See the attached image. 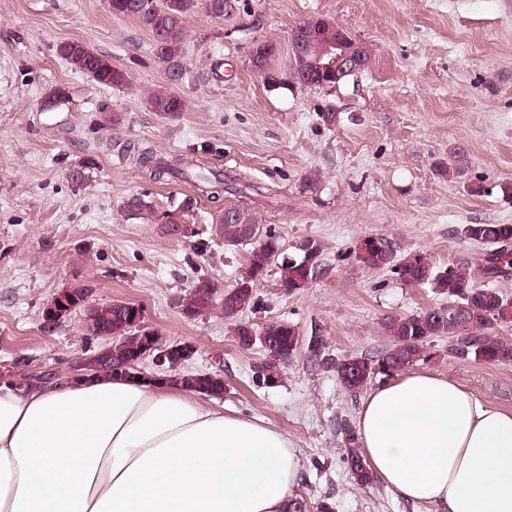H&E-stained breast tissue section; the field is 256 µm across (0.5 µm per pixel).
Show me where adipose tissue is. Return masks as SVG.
<instances>
[{
	"instance_id": "ef3b65f1",
	"label": "adipose tissue",
	"mask_w": 512,
	"mask_h": 512,
	"mask_svg": "<svg viewBox=\"0 0 512 512\" xmlns=\"http://www.w3.org/2000/svg\"><path fill=\"white\" fill-rule=\"evenodd\" d=\"M364 456L403 499L512 512V410L431 371L370 390ZM293 443L177 382L0 377V512H288Z\"/></svg>"
}]
</instances>
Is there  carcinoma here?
Masks as SVG:
<instances>
[{"label": "carcinoma", "mask_w": 512, "mask_h": 512, "mask_svg": "<svg viewBox=\"0 0 512 512\" xmlns=\"http://www.w3.org/2000/svg\"><path fill=\"white\" fill-rule=\"evenodd\" d=\"M211 17L222 20L239 11V0H204ZM196 6V0H108L112 14L137 20L152 34V51L155 62L165 70L166 82L144 96L148 111L163 119H175L184 111L185 102L178 92L187 78L185 60L184 17ZM56 54L68 65L89 80L121 89L130 86V75L112 64V57L87 47L79 41H65L56 46ZM321 44L316 39L305 41L301 53L290 51L289 71L296 83L308 74L315 76L318 89L325 84L344 82L353 76L349 72L336 80L323 75L317 62H325ZM125 151L136 157L139 168L151 180L165 177L194 182L206 197L220 200L229 191H237L240 180L225 178L218 170L209 167L205 160L195 155H176L170 158L157 156L152 148L142 143L126 146ZM197 198L185 196L179 205L163 216L154 214L152 203L140 195L127 198L124 209L132 219H142L167 229L170 224H183L193 215ZM215 227L212 232L224 239V245L247 246L249 278L242 279L234 288L218 297L215 283L208 279L197 281L188 293L176 299L183 314L195 317L205 312L220 311L224 321L232 326L238 344L251 348L260 339H251L253 325L242 320L241 314L258 306L254 292L255 282L263 278L271 267L279 272V287L294 294L314 279L321 266V246L315 239L306 238L289 247L263 229L259 221L244 208L226 206L212 214ZM461 236L470 244L483 249L480 268L487 279L512 277V224H464ZM355 260L368 270H387L404 284L428 286L448 295V303L413 315L393 316L384 323L390 344L372 356L350 355L333 359L325 354L326 344L320 336L303 342L298 327L284 320L271 321L263 326L268 345L264 347L266 360L258 366V378L267 382L280 375L293 355L307 344L309 357L336 373L339 384L347 391L357 392L376 379H389L403 369L425 360L429 340L446 336L453 342L450 351L461 361L487 364H511L512 345L496 336L498 328L512 324V297L495 288L479 284L469 274L454 266L435 267L426 256L414 253L397 256L386 239L374 235L357 240L353 250ZM88 289L80 287L74 309L84 312L88 335L109 337L112 342L104 346L105 354L93 352L87 359L91 373L114 375L112 364L133 362L129 374L139 372L138 365L146 351V328L135 322L136 313L131 303L112 301L91 310L84 308ZM185 360L178 357L168 360L165 366L173 372V380L186 384L207 397L224 394V378L213 373H182ZM55 372L33 371L22 374L17 382L28 386L56 381ZM340 428L346 433L348 448L346 462L356 485L365 487L372 483L373 474L356 446V437L349 424Z\"/></svg>", "instance_id": "obj_1"}]
</instances>
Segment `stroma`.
I'll use <instances>...</instances> for the list:
<instances>
[{
  "label": "stroma",
  "instance_id": "35a3bbf8",
  "mask_svg": "<svg viewBox=\"0 0 512 512\" xmlns=\"http://www.w3.org/2000/svg\"><path fill=\"white\" fill-rule=\"evenodd\" d=\"M245 11L218 21L204 7L185 18V109L164 120L143 102L163 84L152 37L137 21L112 15L106 0H0V373L47 368L70 374L87 350L81 313L50 333L42 311L56 292L78 285L96 301L143 309V324L167 342L196 347L188 372L221 371L225 413L270 423L294 442L300 480L294 496L328 500L334 512H435L382 481L357 487L343 462L340 421L356 424L364 391L348 392L334 372L298 351L278 384L259 382L260 346H238L219 312L185 316L175 300L195 282L233 288L248 271L247 247L231 248L211 231L218 205L252 212L291 245L322 246L323 272L296 294L269 271L255 287L261 326L287 320L302 336H322L332 357L384 347L383 324L445 304L447 295L403 284L353 258L366 235L389 239L398 255L419 253L481 279L480 251L462 225L512 224V0H244ZM322 16L371 54L367 69L335 90L294 84L289 38ZM78 40L130 73L118 90L89 81L56 54ZM272 49L265 72L257 46ZM336 123L318 118L326 107ZM157 154L195 153L249 188L215 204L199 197L190 236L128 219L132 194L168 212L191 183L154 181L122 156L125 145ZM464 146L463 175L439 171L451 147ZM317 174V186L303 183ZM416 370L461 383L484 401L512 410V364L453 358L447 337L433 338Z\"/></svg>",
  "mask_w": 512,
  "mask_h": 512
}]
</instances>
